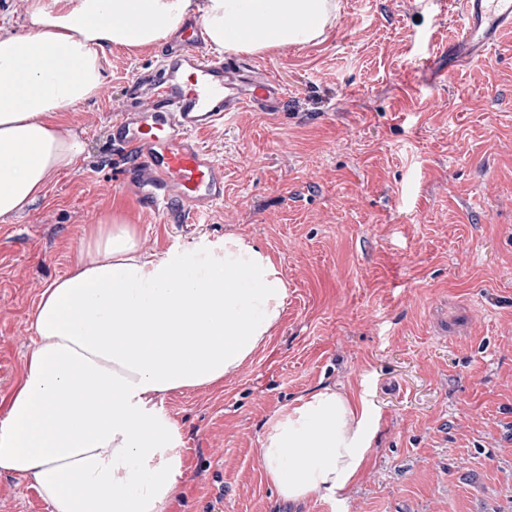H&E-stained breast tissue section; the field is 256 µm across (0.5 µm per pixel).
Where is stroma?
Returning <instances> with one entry per match:
<instances>
[{
	"instance_id": "1",
	"label": "stroma",
	"mask_w": 512,
	"mask_h": 512,
	"mask_svg": "<svg viewBox=\"0 0 512 512\" xmlns=\"http://www.w3.org/2000/svg\"><path fill=\"white\" fill-rule=\"evenodd\" d=\"M337 3L316 41L251 56L288 102L206 136L224 201L197 224L115 188L125 159L109 124L147 103L161 48L108 53L100 94L59 115L82 142L75 164L0 219V420L41 292L118 213L151 253L243 237L288 287L273 335L234 375L160 399L182 437L168 512H512V34L440 83L434 49L457 0ZM324 388L375 407L373 446L340 500L288 501L262 439ZM0 512L50 506L0 473Z\"/></svg>"
}]
</instances>
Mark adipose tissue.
I'll return each instance as SVG.
<instances>
[{
    "label": "adipose tissue",
    "mask_w": 512,
    "mask_h": 512,
    "mask_svg": "<svg viewBox=\"0 0 512 512\" xmlns=\"http://www.w3.org/2000/svg\"><path fill=\"white\" fill-rule=\"evenodd\" d=\"M335 0H27L26 30L0 25V218L70 168L79 137L58 112L96 97L118 48L151 47L198 15L220 53L317 40ZM287 284L238 236L151 254L110 218L83 237L73 272L43 290L36 341L5 419L0 472L31 480L51 512H167L181 475L165 393L231 376L279 324ZM378 428L366 403L325 388L265 433L279 495L327 500L360 474Z\"/></svg>",
    "instance_id": "adipose-tissue-1"
}]
</instances>
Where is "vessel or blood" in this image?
<instances>
[{
  "instance_id": "1",
  "label": "vessel or blood",
  "mask_w": 512,
  "mask_h": 512,
  "mask_svg": "<svg viewBox=\"0 0 512 512\" xmlns=\"http://www.w3.org/2000/svg\"><path fill=\"white\" fill-rule=\"evenodd\" d=\"M512 30V0H462L459 23L449 30L452 47L472 57L490 56L501 32ZM204 33L187 28L184 42L163 49L149 106H133L112 119V143L127 160L119 183L168 223L185 224L224 199V165L203 135L246 108L273 111L288 92L254 65L205 56Z\"/></svg>"
}]
</instances>
